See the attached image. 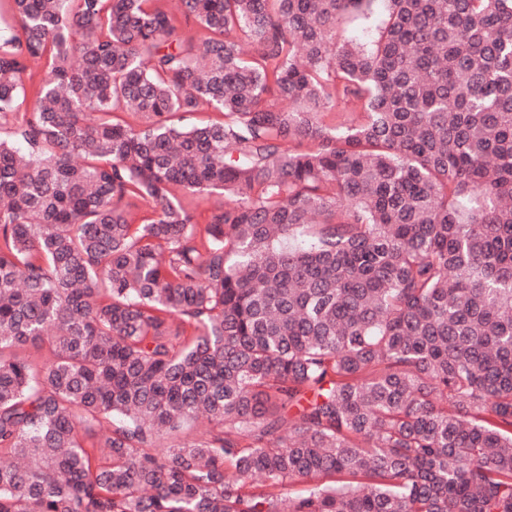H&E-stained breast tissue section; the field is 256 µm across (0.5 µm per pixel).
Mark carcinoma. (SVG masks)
I'll return each instance as SVG.
<instances>
[{
  "instance_id": "cac0c4a2",
  "label": "carcinoma",
  "mask_w": 512,
  "mask_h": 512,
  "mask_svg": "<svg viewBox=\"0 0 512 512\" xmlns=\"http://www.w3.org/2000/svg\"><path fill=\"white\" fill-rule=\"evenodd\" d=\"M387 2L0 0V512H512V0Z\"/></svg>"
}]
</instances>
